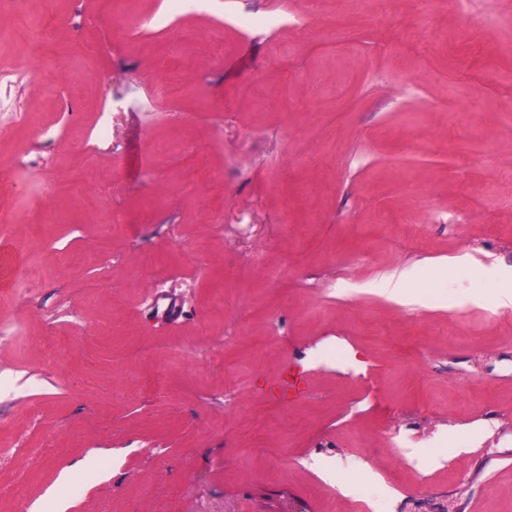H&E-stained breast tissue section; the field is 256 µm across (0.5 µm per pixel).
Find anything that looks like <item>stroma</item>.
Returning <instances> with one entry per match:
<instances>
[{"label":"stroma","mask_w":512,"mask_h":512,"mask_svg":"<svg viewBox=\"0 0 512 512\" xmlns=\"http://www.w3.org/2000/svg\"><path fill=\"white\" fill-rule=\"evenodd\" d=\"M473 8H0V512H512V0Z\"/></svg>","instance_id":"stroma-1"}]
</instances>
